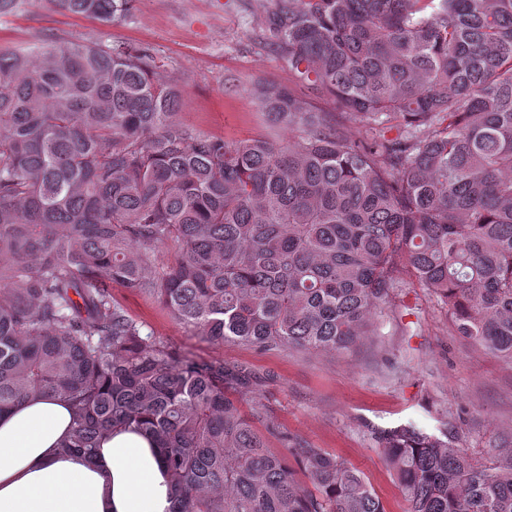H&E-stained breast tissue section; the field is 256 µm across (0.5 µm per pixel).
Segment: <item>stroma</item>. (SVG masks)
<instances>
[{
	"instance_id": "35a3bbf8",
	"label": "stroma",
	"mask_w": 512,
	"mask_h": 512,
	"mask_svg": "<svg viewBox=\"0 0 512 512\" xmlns=\"http://www.w3.org/2000/svg\"><path fill=\"white\" fill-rule=\"evenodd\" d=\"M259 33L247 0H134L130 15L112 23L59 11L50 0H24L0 16L2 51H27L49 38L143 47L182 90L181 121L229 142L286 141L291 131L271 125L251 93L259 82L288 79L280 58L258 48ZM112 294L168 343L271 375L259 399L283 430L363 472L387 512H405L407 504L376 430L410 420L445 428L479 459L512 438V364L457 336L447 305L428 289H394L372 335L343 355L213 344L152 297L117 285Z\"/></svg>"
}]
</instances>
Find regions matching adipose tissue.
I'll return each instance as SVG.
<instances>
[{
    "instance_id": "obj_1",
    "label": "adipose tissue",
    "mask_w": 512,
    "mask_h": 512,
    "mask_svg": "<svg viewBox=\"0 0 512 512\" xmlns=\"http://www.w3.org/2000/svg\"><path fill=\"white\" fill-rule=\"evenodd\" d=\"M69 404L36 396L0 415V512H172L173 490L158 449L117 429L94 460L61 453Z\"/></svg>"
}]
</instances>
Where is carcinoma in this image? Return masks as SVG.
<instances>
[{"instance_id":"obj_1","label":"carcinoma","mask_w":512,"mask_h":512,"mask_svg":"<svg viewBox=\"0 0 512 512\" xmlns=\"http://www.w3.org/2000/svg\"><path fill=\"white\" fill-rule=\"evenodd\" d=\"M50 2L113 22L133 0ZM249 6L288 70L252 89L294 132L286 143L180 121L182 90L142 48L0 52V413L68 401L60 448L89 458L112 430H143L172 512H387L358 469L291 440L255 401L243 413L271 377L160 339L112 286L210 343L343 353L417 285L457 335L512 362V0ZM376 443L408 512H512L511 445L477 459L413 422Z\"/></svg>"}]
</instances>
